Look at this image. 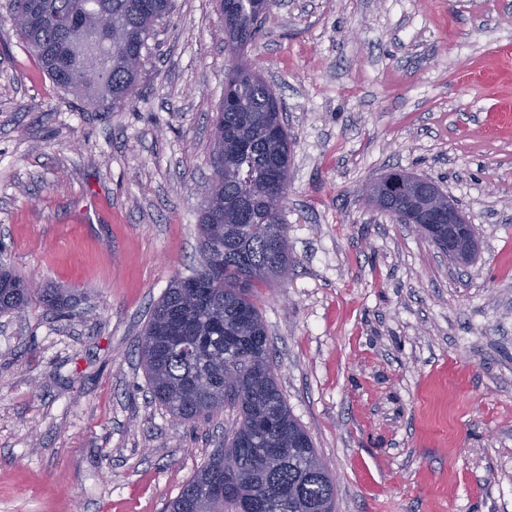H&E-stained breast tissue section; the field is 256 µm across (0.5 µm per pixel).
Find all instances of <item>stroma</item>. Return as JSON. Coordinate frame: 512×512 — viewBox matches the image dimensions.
<instances>
[{"label": "stroma", "mask_w": 512, "mask_h": 512, "mask_svg": "<svg viewBox=\"0 0 512 512\" xmlns=\"http://www.w3.org/2000/svg\"><path fill=\"white\" fill-rule=\"evenodd\" d=\"M172 3L134 106L100 112L0 0V264L76 312L0 314V512H165L237 416L172 417L138 350L200 265L234 65L216 0ZM261 27L246 54L295 147L291 268L257 305L336 512H512V0H276ZM396 167L458 203L474 263L368 201Z\"/></svg>", "instance_id": "obj_1"}]
</instances>
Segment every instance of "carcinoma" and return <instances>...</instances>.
I'll list each match as a JSON object with an SVG mask.
<instances>
[{
  "label": "carcinoma",
  "instance_id": "1",
  "mask_svg": "<svg viewBox=\"0 0 512 512\" xmlns=\"http://www.w3.org/2000/svg\"><path fill=\"white\" fill-rule=\"evenodd\" d=\"M28 0H8L19 37L33 50L60 88L103 111L133 104L143 50L154 23L168 14L171 0H38L45 21L25 17ZM228 20L224 38L237 52L254 43L261 18L273 0H223ZM99 12L112 15V31L93 30ZM101 79L82 80L87 66ZM223 110L213 127L214 173L199 219L203 261L191 276L173 280L143 330L151 346L141 357L154 401L185 422L208 420L237 408L232 434L169 504L170 512H237L238 505L213 493L230 479L224 450L241 459L249 488L265 500V512H319L334 507L335 483L309 434L292 415L274 375L266 326L257 307L258 289L288 275V225L282 217L288 186H271L288 176L293 139L280 112L282 102L263 77L232 69L224 86ZM414 175L396 170L375 181L369 201L379 210L390 197L413 196ZM448 207V194L436 184L414 196L407 215L421 220ZM224 225V237L209 226ZM421 234L437 246L448 244V225L423 224ZM57 311L72 308L61 288L33 285L0 268V311L21 314L33 295ZM234 371L235 392L224 393V375Z\"/></svg>",
  "mask_w": 512,
  "mask_h": 512
}]
</instances>
